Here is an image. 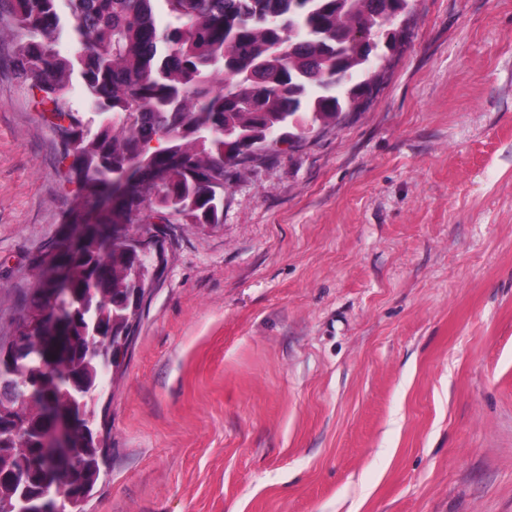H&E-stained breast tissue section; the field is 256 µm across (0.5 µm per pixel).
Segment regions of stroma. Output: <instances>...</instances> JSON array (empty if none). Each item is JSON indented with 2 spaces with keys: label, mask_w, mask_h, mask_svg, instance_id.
<instances>
[{
  "label": "stroma",
  "mask_w": 512,
  "mask_h": 512,
  "mask_svg": "<svg viewBox=\"0 0 512 512\" xmlns=\"http://www.w3.org/2000/svg\"><path fill=\"white\" fill-rule=\"evenodd\" d=\"M16 42L0 0V337L77 196ZM164 248L85 512H512V0H412Z\"/></svg>",
  "instance_id": "1"
}]
</instances>
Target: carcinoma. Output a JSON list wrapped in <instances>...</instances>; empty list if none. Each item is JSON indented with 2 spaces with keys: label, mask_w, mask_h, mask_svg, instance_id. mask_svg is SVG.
<instances>
[{
  "label": "carcinoma",
  "mask_w": 512,
  "mask_h": 512,
  "mask_svg": "<svg viewBox=\"0 0 512 512\" xmlns=\"http://www.w3.org/2000/svg\"><path fill=\"white\" fill-rule=\"evenodd\" d=\"M410 0H8V13L25 38L12 62L38 79L42 110L69 171L79 180V199L89 207L121 178L126 162L136 180L155 181L148 218L160 224L222 223L224 184L231 168L254 159L252 144L268 151L278 140L300 139L336 122L370 88L366 74L380 55L352 33L371 31L398 18ZM168 22L161 27L159 15ZM66 32L72 56L53 43ZM85 87L88 105L105 116L94 132L68 101L73 80ZM119 202L97 212L94 222L70 225L78 247L51 250L15 330L60 301L56 274L80 306L69 313L61 346L69 364L60 375L44 372L31 356L15 359L13 378H27L5 410L21 421L10 437L0 431V512H16L25 500L36 512L44 474L56 468L40 439L60 411H79L101 391L106 376L121 371L143 311V296L161 275L159 234L114 238L113 224L129 218ZM83 430L72 443L75 463L59 477L67 512H84L101 476L105 449L97 410L84 404Z\"/></svg>",
  "instance_id": "obj_1"
}]
</instances>
